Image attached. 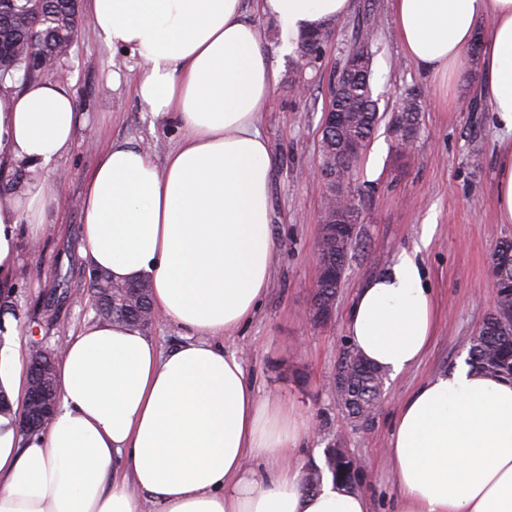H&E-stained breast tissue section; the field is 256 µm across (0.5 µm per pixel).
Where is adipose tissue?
<instances>
[{
    "label": "adipose tissue",
    "mask_w": 512,
    "mask_h": 512,
    "mask_svg": "<svg viewBox=\"0 0 512 512\" xmlns=\"http://www.w3.org/2000/svg\"><path fill=\"white\" fill-rule=\"evenodd\" d=\"M398 42L422 72L452 80L481 45L477 92L502 134L499 223L512 224V0H392ZM354 0H258L300 32L348 15ZM106 48L137 57L133 92L182 135L163 162L112 140L79 201L89 266L113 281L150 277L156 311L184 330L161 350L145 332L94 323L60 346L59 406L22 436L27 390L22 332L0 317V512H372L367 494L324 478L302 485L296 451L311 426L259 400L222 340L248 323L274 263L270 158L259 130L277 72L242 0H87ZM81 126L57 81L0 97V163L48 171ZM47 184L0 194V279L16 268L19 230L42 237ZM416 254L401 252L358 288L350 345L396 378L416 367L436 332L434 298ZM385 453L397 477L392 512H512V380L464 365L430 376L400 401ZM277 458L257 472L250 461Z\"/></svg>",
    "instance_id": "adipose-tissue-1"
}]
</instances>
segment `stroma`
I'll return each instance as SVG.
<instances>
[{
    "instance_id": "35a3bbf8",
    "label": "stroma",
    "mask_w": 512,
    "mask_h": 512,
    "mask_svg": "<svg viewBox=\"0 0 512 512\" xmlns=\"http://www.w3.org/2000/svg\"><path fill=\"white\" fill-rule=\"evenodd\" d=\"M245 5L279 73L260 121L270 150L276 259L259 311L225 338L224 348L240 356L260 398L287 404L313 423L314 432L298 453L302 465L322 462L324 448L344 431L348 448L364 465L361 489L370 495L373 512H391L398 486L383 449L400 401L423 379L466 360L471 337L498 305L490 256L499 241L512 239V224L498 223L496 216L499 135L488 104L476 112L465 110L463 97L476 93L466 74L457 75L447 89L406 58L394 32L391 0H355L353 11L327 29L325 49L310 64L300 51H282L279 22L259 13L256 0ZM363 39L373 53L372 84L381 120L357 168L360 238L349 254L332 317L319 328L306 313L318 276V216L325 193L322 119L333 75L352 43ZM139 67L130 54L101 46L86 25L59 64L61 80L70 85L90 129L80 132L56 171L46 176L51 194L39 245L21 241L10 299L21 314L25 340L39 337L55 350L71 330L93 319L89 305L78 302L88 288L78 201L98 155L112 139L122 138L160 162L181 138L177 125L155 117L135 96ZM115 69L121 86L113 90L107 79ZM411 90L424 94L426 106L417 137L403 150L390 121ZM428 220L435 229L423 249L420 237ZM404 250L417 251L427 271L438 311L436 336L417 367L385 380L373 421L350 428L329 384L347 342L346 314L361 283ZM49 308L56 317L47 324L42 314Z\"/></svg>"
}]
</instances>
